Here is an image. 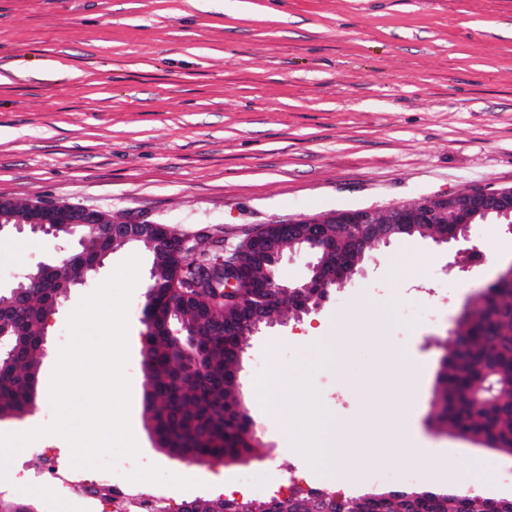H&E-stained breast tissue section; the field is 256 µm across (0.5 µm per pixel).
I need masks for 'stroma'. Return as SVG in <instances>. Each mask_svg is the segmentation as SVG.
Returning a JSON list of instances; mask_svg holds the SVG:
<instances>
[{"mask_svg":"<svg viewBox=\"0 0 512 512\" xmlns=\"http://www.w3.org/2000/svg\"><path fill=\"white\" fill-rule=\"evenodd\" d=\"M512 187V0H0V198L137 212L226 247L273 220L411 204L423 197ZM483 264L456 260L457 243L404 237L369 250L356 276L310 314L277 319L245 348L239 373L262 448L223 464L224 484L252 472L260 485L304 474L332 489L329 471L300 447L303 425L335 424L354 441L418 427L443 451L446 479L480 477L484 497L512 498V457L437 429L432 401L444 355L470 304L512 265V231L470 227ZM139 256L128 308L130 422L139 453L171 472L189 470L179 498L217 495L209 464L186 466L155 446L143 418L142 322L151 263L126 244L90 284L71 288L46 319L38 396L0 434L52 422L49 382L67 322L117 265ZM59 259L57 242L0 236V282ZM436 302L431 322L403 307ZM380 309L364 327L355 308ZM338 322L343 356L326 363L313 329ZM412 363L419 413L385 414L396 358ZM298 383L271 384L269 363ZM269 385L262 403L253 383ZM288 407L286 420L270 406ZM44 453L67 461L57 435L0 454V486L39 512H102L74 491L29 487ZM362 475L352 494L411 488L416 462L387 449L347 456Z\"/></svg>","mask_w":512,"mask_h":512,"instance_id":"1","label":"stroma"}]
</instances>
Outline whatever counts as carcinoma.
I'll return each instance as SVG.
<instances>
[{"label": "carcinoma", "instance_id": "carcinoma-1", "mask_svg": "<svg viewBox=\"0 0 512 512\" xmlns=\"http://www.w3.org/2000/svg\"><path fill=\"white\" fill-rule=\"evenodd\" d=\"M328 231L336 241L330 265L355 275L364 254L352 247V229L330 224ZM139 246L151 257L149 287L158 290L149 310L153 329L142 347L151 386L145 394L146 422L163 440L180 442L197 455L236 459L254 454L257 440L240 409L234 374L249 338L244 322L249 308L258 303L252 285L267 279L266 272L248 264L242 252L244 271L234 293L199 294L186 303L183 291L196 287L204 271L222 266L220 242L202 236L189 243L186 254L160 241ZM109 248L108 242L93 240L55 264L29 269L28 273L39 276V287L27 289L22 296L12 288L0 291V417L30 411L46 318L61 299L73 268L93 263ZM320 296V289L311 288L288 299L278 298L268 312L296 316ZM184 326L194 331L205 355L201 371L191 370L181 356L185 337L174 329ZM486 385L491 392L478 407L472 396ZM433 408L439 428L477 438L488 448H512V288H488L461 322L453 352L442 359ZM271 502L270 498L240 503L232 497L195 498L191 512H269ZM278 506L280 512H512V499L432 488L388 489L359 496L295 488ZM0 512L35 510L0 491Z\"/></svg>", "mask_w": 512, "mask_h": 512}]
</instances>
